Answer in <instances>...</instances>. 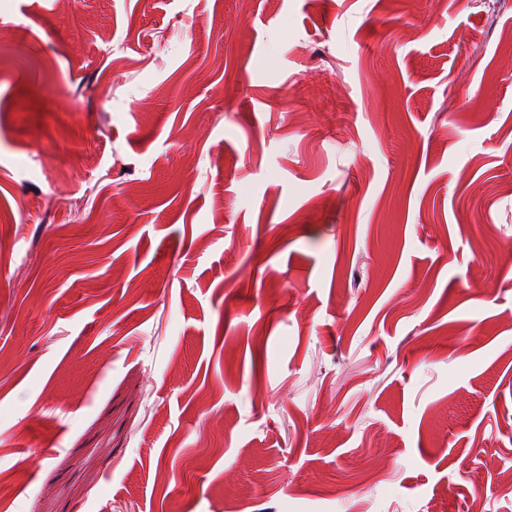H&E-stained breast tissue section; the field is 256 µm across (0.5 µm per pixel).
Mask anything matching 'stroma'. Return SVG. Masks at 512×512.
<instances>
[{
  "instance_id": "35a3bbf8",
  "label": "stroma",
  "mask_w": 512,
  "mask_h": 512,
  "mask_svg": "<svg viewBox=\"0 0 512 512\" xmlns=\"http://www.w3.org/2000/svg\"><path fill=\"white\" fill-rule=\"evenodd\" d=\"M512 0H0V512H512Z\"/></svg>"
}]
</instances>
